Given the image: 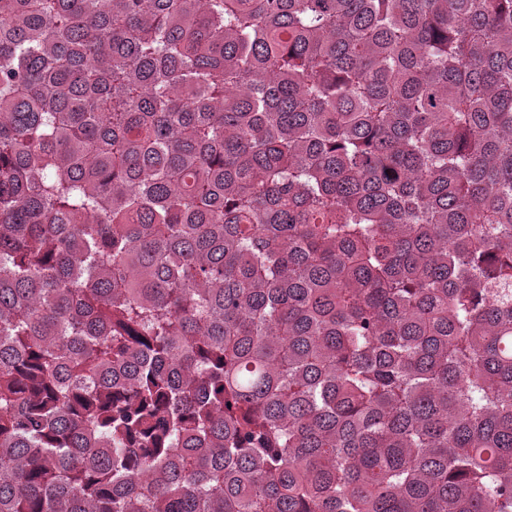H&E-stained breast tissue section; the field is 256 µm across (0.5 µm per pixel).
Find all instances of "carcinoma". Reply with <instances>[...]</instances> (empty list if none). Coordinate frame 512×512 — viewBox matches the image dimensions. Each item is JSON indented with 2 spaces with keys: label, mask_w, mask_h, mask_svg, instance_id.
<instances>
[{
  "label": "carcinoma",
  "mask_w": 512,
  "mask_h": 512,
  "mask_svg": "<svg viewBox=\"0 0 512 512\" xmlns=\"http://www.w3.org/2000/svg\"><path fill=\"white\" fill-rule=\"evenodd\" d=\"M0 512H512V0H0Z\"/></svg>",
  "instance_id": "cac0c4a2"
}]
</instances>
